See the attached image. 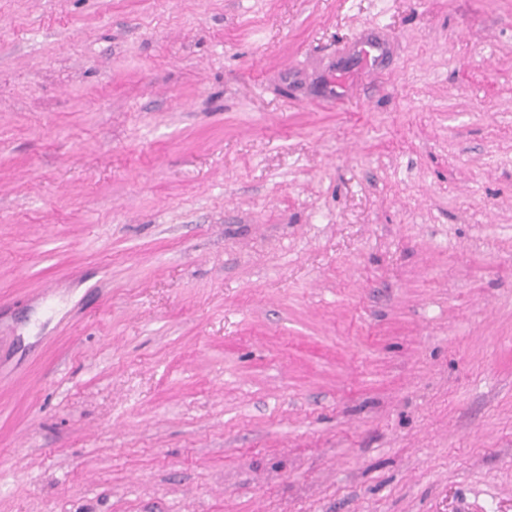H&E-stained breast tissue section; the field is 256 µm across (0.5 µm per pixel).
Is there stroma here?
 <instances>
[{"label":"stroma","instance_id":"obj_1","mask_svg":"<svg viewBox=\"0 0 512 512\" xmlns=\"http://www.w3.org/2000/svg\"><path fill=\"white\" fill-rule=\"evenodd\" d=\"M0 512H512V0H0Z\"/></svg>","mask_w":512,"mask_h":512}]
</instances>
